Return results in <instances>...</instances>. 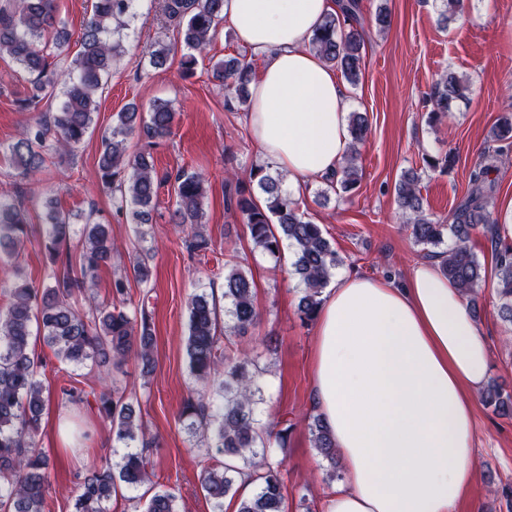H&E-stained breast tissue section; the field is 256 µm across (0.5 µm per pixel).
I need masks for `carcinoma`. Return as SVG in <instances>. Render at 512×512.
<instances>
[{"label":"carcinoma","mask_w":512,"mask_h":512,"mask_svg":"<svg viewBox=\"0 0 512 512\" xmlns=\"http://www.w3.org/2000/svg\"><path fill=\"white\" fill-rule=\"evenodd\" d=\"M138 0H94L92 13L80 37L74 56L65 54L67 38L58 30L55 0H7L0 6V57L8 56L30 76L28 92L18 100L24 111L36 113L25 135L5 150L18 171L30 183L45 169L59 150L82 143L97 113V96L103 92L121 51L123 31L135 15ZM167 18L181 27L186 53L182 68L191 73L197 55L210 44L224 20V0H165ZM361 0H340L339 12L325 17L309 45L330 67L341 71L352 85L359 81L363 36ZM172 47L158 40L149 52L152 68L164 66ZM252 67L245 59L230 56L212 66V77L231 91L227 107L245 110ZM464 80L453 73L441 78L433 92L434 108L429 119L448 112V106L464 97ZM60 99L55 111L38 112L44 99ZM175 112L163 99L154 100L147 116L135 105L117 114L112 131L101 137L99 169L103 183L112 189L118 209L131 224H147L155 209L161 180L155 176L153 157L142 152L126 154L128 136L136 134L150 146L167 137ZM349 152L340 169L326 178L327 188L318 192L349 195L361 179L357 165L358 145L368 133V120L361 112L349 116ZM491 169L477 165L470 173L466 195L456 204L449 223L433 219L424 207L421 174L405 170L396 184V203L416 244L437 247L449 238L448 248L436 254L441 272L471 303L486 281L487 271L468 247L480 232L491 242L496 255L494 280L499 300L498 315L512 323V244L504 241L491 219L489 194ZM172 182L174 210L171 221L188 224L191 235L185 241L191 255L206 251L209 239L200 230L206 190L202 175L185 168L167 176ZM284 175L270 167L256 165L245 177H226V199L245 224L254 247L276 257L283 246L292 248L293 273L302 296L298 313L304 322L315 320L322 293L342 263L322 225L300 213L297 203L283 189ZM23 192L0 193V259L13 263L15 279L7 292L8 305L0 308V512H46L50 487L49 462L38 448L37 436L45 397L40 371L46 360L36 352L32 338L40 336L53 348L54 356L82 365L91 360L119 368L133 354L143 366L153 361L154 340L146 311L141 321L127 312L128 279H112V302L89 313L80 312L72 302L74 290L89 288L99 268L112 263L119 252L109 225L83 224L79 242V273L60 275L52 271V285H39L28 278L19 263V245L27 236ZM75 234L70 215L54 208L42 227L46 248L59 253ZM254 280L241 265L224 273V313L231 319V333L248 335L259 318L254 303ZM186 354L191 374L214 390L219 401L207 393L188 400L186 429L200 434L206 448L224 456L219 468L201 473V486L214 512H224V499L237 492L243 475L255 484V492L239 499L237 512H285L283 460L276 449L286 447L287 430L274 433L262 426L256 408L262 401L260 377L264 369L260 355L248 344L230 348L218 334L216 299L206 292L195 294L189 306ZM61 400L73 405L89 402V393L77 387L62 388ZM486 405L499 414L512 416V393L492 382L482 393ZM99 411L112 425L113 440L121 445L118 460L104 463L83 477L75 512H106V504L122 483L136 489L152 482L154 472L147 454L149 442L132 402L119 389L103 390L94 396ZM314 447L325 460L336 456L331 437L321 418L313 419ZM145 512H177L176 496L160 491L151 496Z\"/></svg>","instance_id":"carcinoma-1"}]
</instances>
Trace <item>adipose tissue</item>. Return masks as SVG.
Instances as JSON below:
<instances>
[{"label":"adipose tissue","mask_w":512,"mask_h":512,"mask_svg":"<svg viewBox=\"0 0 512 512\" xmlns=\"http://www.w3.org/2000/svg\"><path fill=\"white\" fill-rule=\"evenodd\" d=\"M337 0H224V16L263 66L248 119L262 162L302 196L348 153V92L309 40ZM491 380L489 344L439 265L404 283L356 273L324 295L310 402L345 479L324 512H459L475 483L474 398Z\"/></svg>","instance_id":"1"}]
</instances>
